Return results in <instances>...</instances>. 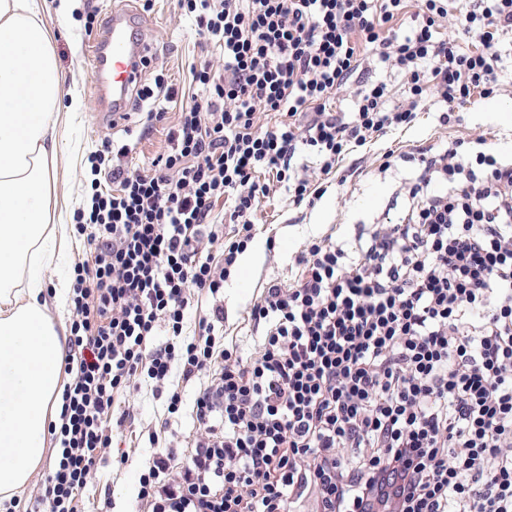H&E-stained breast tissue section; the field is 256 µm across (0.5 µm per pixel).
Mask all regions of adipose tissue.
Instances as JSON below:
<instances>
[{
  "label": "adipose tissue",
  "instance_id": "1",
  "mask_svg": "<svg viewBox=\"0 0 512 512\" xmlns=\"http://www.w3.org/2000/svg\"><path fill=\"white\" fill-rule=\"evenodd\" d=\"M61 74L36 0H0V496L39 467L62 391L66 338L41 301L43 270L67 244L53 203Z\"/></svg>",
  "mask_w": 512,
  "mask_h": 512
}]
</instances>
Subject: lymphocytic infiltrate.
Instances as JSON below:
<instances>
[{"instance_id": "1", "label": "lymphocytic infiltrate", "mask_w": 512, "mask_h": 512, "mask_svg": "<svg viewBox=\"0 0 512 512\" xmlns=\"http://www.w3.org/2000/svg\"><path fill=\"white\" fill-rule=\"evenodd\" d=\"M219 51L191 66L201 100L149 170L89 156V203L73 217L90 257L73 268V319L57 455L25 512H79L112 445L116 406L150 385L168 416L195 386L194 431L139 476L142 512H512V164L463 141L421 152L398 222L348 254L312 239L288 279L266 283L243 356L224 340L220 294L275 184L294 204L324 193L291 166L298 145L330 174L353 148L497 88L512 0H176ZM454 18L471 48L442 39ZM392 62L357 89L354 117L326 104L364 58ZM264 114L282 122L261 124ZM233 201L228 224L213 211ZM211 306L188 328L196 296ZM179 384H172L171 375Z\"/></svg>"}]
</instances>
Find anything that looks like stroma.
Returning <instances> with one entry per match:
<instances>
[{
	"label": "stroma",
	"instance_id": "35a3bbf8",
	"mask_svg": "<svg viewBox=\"0 0 512 512\" xmlns=\"http://www.w3.org/2000/svg\"><path fill=\"white\" fill-rule=\"evenodd\" d=\"M37 2L40 16L50 29L63 75L55 207L63 223L69 224L75 211L87 201L89 156L104 141L113 140L130 148L122 157V164L149 169L155 158L168 153V130L198 93L190 83L191 64L217 60L219 53L197 36L193 18L180 15L175 0H74L75 7L64 22L58 15L60 0ZM115 7L136 9L145 19L151 51L150 63L142 72V84L154 86L160 77L179 91L174 98L159 99L158 106L165 114L160 122L147 124L144 110L138 107L129 120L115 127L99 119L84 55L85 46L96 31L88 20L90 15L101 17ZM500 55L499 91L495 97L476 95L451 111L432 99L421 103L410 127L388 131L355 148L330 175H321L316 157L306 147H298L295 168L313 179L326 178L327 191L314 206H297L280 187L256 210L252 246L258 251V260L224 285V334L236 341L242 354L253 353L258 340L247 323L249 308L267 281L288 278L308 239L329 234L345 249L354 251L365 244L375 224L410 207L409 188L421 171L416 159L418 149L438 151L449 142L480 137L486 141V150L498 159L512 160V35L503 37ZM362 79L388 83L394 101L405 97L402 74L373 57L359 67L342 92L330 99L328 111L351 117ZM389 151L394 159L385 169L381 163ZM129 404L133 423L112 431L115 443L128 451L129 460L116 468L111 457H104L80 497L81 512H137L135 487L139 473L154 454L150 434H158L160 445L177 448L192 429L187 414L167 421L163 400L154 396L150 388H142Z\"/></svg>",
	"mask_w": 512,
	"mask_h": 512
}]
</instances>
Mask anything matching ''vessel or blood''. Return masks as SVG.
Returning a JSON list of instances; mask_svg holds the SVG:
<instances>
[{"instance_id":"b4317fda","label":"vessel or blood","mask_w":512,"mask_h":512,"mask_svg":"<svg viewBox=\"0 0 512 512\" xmlns=\"http://www.w3.org/2000/svg\"><path fill=\"white\" fill-rule=\"evenodd\" d=\"M149 45L140 14L113 9L91 40L87 55L96 104L109 125L130 110Z\"/></svg>"}]
</instances>
